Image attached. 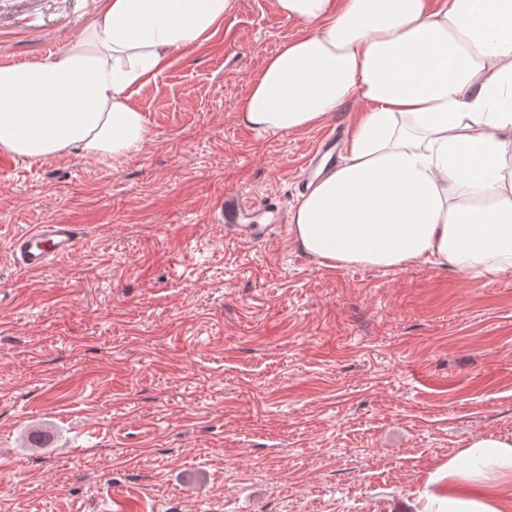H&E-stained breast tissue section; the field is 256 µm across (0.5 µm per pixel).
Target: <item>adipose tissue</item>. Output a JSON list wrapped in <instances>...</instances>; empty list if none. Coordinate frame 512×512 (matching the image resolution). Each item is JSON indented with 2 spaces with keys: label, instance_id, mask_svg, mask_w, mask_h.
<instances>
[{
  "label": "adipose tissue",
  "instance_id": "obj_1",
  "mask_svg": "<svg viewBox=\"0 0 512 512\" xmlns=\"http://www.w3.org/2000/svg\"><path fill=\"white\" fill-rule=\"evenodd\" d=\"M301 35L269 56L241 118L263 132L362 106L336 169L292 215L295 242L342 268L428 263L512 276V0H274ZM233 0H109L71 48L0 64V149L118 161L149 129L130 104ZM512 479V434L472 439L413 512H507L472 492Z\"/></svg>",
  "mask_w": 512,
  "mask_h": 512
}]
</instances>
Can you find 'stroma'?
Returning <instances> with one entry per match:
<instances>
[{"instance_id":"1","label":"stroma","mask_w":512,"mask_h":512,"mask_svg":"<svg viewBox=\"0 0 512 512\" xmlns=\"http://www.w3.org/2000/svg\"><path fill=\"white\" fill-rule=\"evenodd\" d=\"M108 0H0V63L72 47ZM234 0L130 99L126 159L75 151L0 168V512H403L474 438L512 432V277L418 263L334 268L287 222L313 126L240 117L300 35ZM282 211L247 244L225 193ZM80 224L30 274L11 239Z\"/></svg>"}]
</instances>
